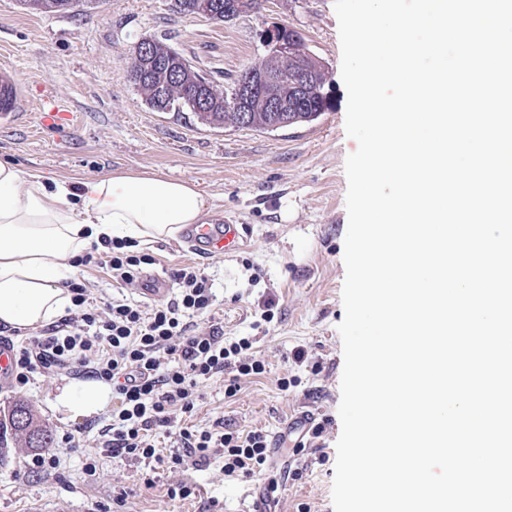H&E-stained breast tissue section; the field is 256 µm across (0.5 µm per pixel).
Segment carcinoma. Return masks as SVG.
Returning a JSON list of instances; mask_svg holds the SVG:
<instances>
[{
    "label": "carcinoma",
    "instance_id": "cac0c4a2",
    "mask_svg": "<svg viewBox=\"0 0 512 512\" xmlns=\"http://www.w3.org/2000/svg\"><path fill=\"white\" fill-rule=\"evenodd\" d=\"M213 2L218 4V9L209 19L221 22L231 21L259 8V0ZM21 5L41 13H63L71 9V0H21ZM155 47L159 57L165 61L163 68H158L153 62L144 64L134 61L129 66L133 83L151 109L158 112L167 104L172 112L189 110L202 123L213 128L229 125L259 131L282 128V113L269 111L266 102L259 98L248 103L249 121L246 123L242 121V114L228 104L227 91L221 93L213 87L206 90L209 108L196 107L189 88L193 84V74L186 69L188 61L162 40H155ZM177 72L183 75L180 84L172 82V76ZM251 73H273L279 77L275 90L288 98V122L291 126L310 123L332 108L327 67L310 51L285 57L267 50L261 63L245 69L240 77ZM8 420L14 433L24 440L25 447L35 450L49 447L51 431L34 417L27 403L16 402L8 412Z\"/></svg>",
    "mask_w": 512,
    "mask_h": 512
}]
</instances>
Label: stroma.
Wrapping results in <instances>:
<instances>
[{
	"mask_svg": "<svg viewBox=\"0 0 512 512\" xmlns=\"http://www.w3.org/2000/svg\"><path fill=\"white\" fill-rule=\"evenodd\" d=\"M176 0H78L65 13L23 9L0 0V58L23 73L30 94L75 115L67 133L41 124L36 113L0 125V160L71 182L106 172L157 173L194 183L217 220L243 225L236 251L189 252L183 241L157 242L148 274L169 276L179 265L205 268L216 294L212 314L225 340L250 338L265 371L240 380L235 397L224 378L199 385L190 424L211 430L262 431L276 439L307 415L324 430L305 447L289 446L288 479L267 499L269 512H334L331 489L343 371L338 326L344 317V239L348 226L345 161L357 143L345 130L347 92L341 79V44L334 0H261L259 9L229 22L178 13ZM285 24L302 34L326 62L333 107L317 120L275 131L202 124L194 113L149 108L129 80L132 44L142 36L166 38L218 89L258 63L263 31ZM96 297L155 300L127 290L98 266L77 268ZM273 298L274 318L260 320L259 302ZM307 358L297 362L296 350ZM287 379L280 390L279 379ZM78 375L36 377L23 392L0 387V416L24 401L54 440L77 430L82 448L60 449L51 474L32 477L30 454L9 423H0V512H247L267 477L224 475L219 461L201 470L144 469L134 460L98 458L97 477L83 470V448L95 446L111 405L75 416L59 402ZM153 479L145 488V479ZM195 497L170 499L179 483Z\"/></svg>",
	"mask_w": 512,
	"mask_h": 512,
	"instance_id": "stroma-1",
	"label": "stroma"
}]
</instances>
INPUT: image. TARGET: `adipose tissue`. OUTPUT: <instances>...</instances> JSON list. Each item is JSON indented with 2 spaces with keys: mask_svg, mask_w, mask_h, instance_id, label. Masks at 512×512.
Segmentation results:
<instances>
[{
  "mask_svg": "<svg viewBox=\"0 0 512 512\" xmlns=\"http://www.w3.org/2000/svg\"><path fill=\"white\" fill-rule=\"evenodd\" d=\"M208 211L185 180L109 172L70 183L0 161V325L34 329L61 317L71 260L91 243L175 240Z\"/></svg>",
  "mask_w": 512,
  "mask_h": 512,
  "instance_id": "ef3b65f1",
  "label": "adipose tissue"
}]
</instances>
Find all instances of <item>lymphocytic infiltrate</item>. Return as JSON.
Wrapping results in <instances>:
<instances>
[{"mask_svg": "<svg viewBox=\"0 0 512 512\" xmlns=\"http://www.w3.org/2000/svg\"><path fill=\"white\" fill-rule=\"evenodd\" d=\"M151 255L136 251L129 240H103L73 259L74 266L103 265L120 285L137 287ZM179 287L175 298L151 309L125 299L94 305L84 282L68 281L72 306L56 324L14 351L13 387L25 389L34 376L78 370L111 384L117 395L111 421L99 431V443L113 456L172 470L222 462L225 474L252 475L267 470L271 444L263 432H220L186 423L201 380L224 371L233 376L225 397L236 396L243 376L265 370L243 337L225 342L218 325L200 326L210 316L212 285L204 269H173ZM163 434L176 448L162 454L154 438Z\"/></svg>", "mask_w": 512, "mask_h": 512, "instance_id": "f902f5d3", "label": "lymphocytic infiltrate"}]
</instances>
